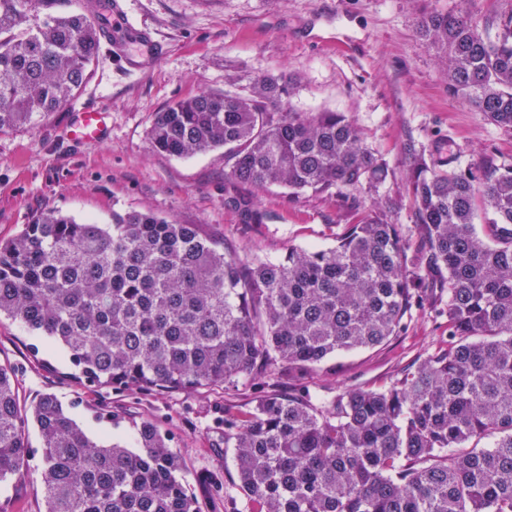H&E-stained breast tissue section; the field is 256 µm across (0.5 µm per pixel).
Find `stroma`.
<instances>
[{
  "instance_id": "obj_1",
  "label": "stroma",
  "mask_w": 512,
  "mask_h": 512,
  "mask_svg": "<svg viewBox=\"0 0 512 512\" xmlns=\"http://www.w3.org/2000/svg\"><path fill=\"white\" fill-rule=\"evenodd\" d=\"M124 18L153 28L161 57L132 52L127 70L101 47L91 77L72 102L108 104L103 140L69 139V110L50 113L33 127L0 133V239L18 234L41 213L58 211L101 224L116 210L150 211L179 224H198L238 255L283 257L289 246L324 247L352 221L334 196L306 193L289 202L284 189L254 190L269 219L243 223L224 206V152L171 157L151 147L155 112L195 92L235 90L249 78L285 73L298 91L299 112L344 113L388 168L379 193L397 199L390 215L410 242L420 233L407 192L415 145L429 163L456 156L474 172L512 166V131L454 97L438 54L419 36L421 10L468 12L493 36L512 13V0H123ZM444 322L415 317L409 329L370 349L336 355L322 368L265 386L243 380L234 388L184 394H140L85 387L69 377L61 349L35 344L20 324L0 320V361L15 367L20 402L30 406L54 394L93 439L134 441V427L153 420L173 436L181 475L201 512H252L238 486L233 449L224 445V421L249 411L261 392L321 393L366 387L394 378L435 351ZM30 466L22 486L0 485V512H41L42 439L29 427Z\"/></svg>"
}]
</instances>
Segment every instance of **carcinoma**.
<instances>
[{"instance_id": "carcinoma-1", "label": "carcinoma", "mask_w": 512, "mask_h": 512, "mask_svg": "<svg viewBox=\"0 0 512 512\" xmlns=\"http://www.w3.org/2000/svg\"><path fill=\"white\" fill-rule=\"evenodd\" d=\"M104 0L28 24L29 0H0V132L73 101L99 51ZM448 88L512 130V14L490 38L468 14L425 11ZM291 79L245 93L200 92L155 113L151 147L172 157L224 149V206L267 220L248 189L336 195L354 222L326 248L241 257L151 212L112 223L40 215L0 241V318L66 352L79 383L132 392L225 390L280 362L304 375L341 351L379 346L413 311L446 316L443 346L372 387L329 399L263 394L224 421L253 512H512V166L479 177L437 170L415 149L409 193L421 240L389 222L395 202L361 204L388 170L341 112H297ZM489 215L484 233L478 210ZM41 438L43 512H200L167 431L136 429L134 451L92 440L53 394L30 408L0 362V483Z\"/></svg>"}]
</instances>
